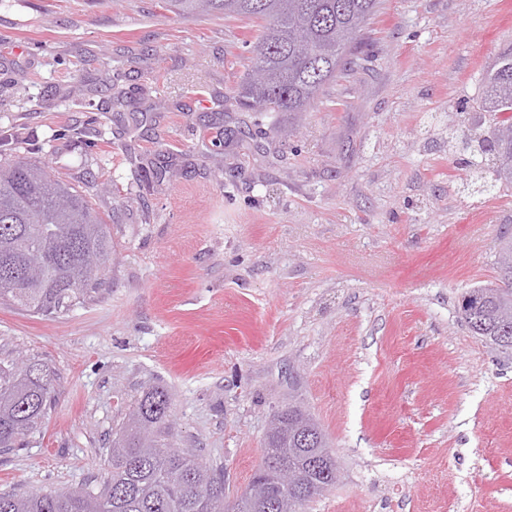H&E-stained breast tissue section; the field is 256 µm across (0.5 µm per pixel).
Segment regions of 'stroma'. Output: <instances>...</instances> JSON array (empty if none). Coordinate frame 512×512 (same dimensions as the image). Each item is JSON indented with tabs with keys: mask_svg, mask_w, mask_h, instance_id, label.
Here are the masks:
<instances>
[{
	"mask_svg": "<svg viewBox=\"0 0 512 512\" xmlns=\"http://www.w3.org/2000/svg\"><path fill=\"white\" fill-rule=\"evenodd\" d=\"M511 10L383 0L347 74L309 111L266 114L226 99L244 22L160 0L1 6L0 156L79 185L112 263L70 311L0 301V357L56 378L40 426L0 451V493L102 482L113 428L159 385L171 443L229 496L297 403L340 471L308 512H512V359L458 311L512 233V187H462Z\"/></svg>",
	"mask_w": 512,
	"mask_h": 512,
	"instance_id": "stroma-1",
	"label": "stroma"
}]
</instances>
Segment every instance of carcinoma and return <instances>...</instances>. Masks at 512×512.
<instances>
[{
    "label": "carcinoma",
    "instance_id": "carcinoma-1",
    "mask_svg": "<svg viewBox=\"0 0 512 512\" xmlns=\"http://www.w3.org/2000/svg\"><path fill=\"white\" fill-rule=\"evenodd\" d=\"M179 16L237 19L251 28L245 71L233 88L237 105L254 112H306L325 87L354 63L365 30L381 0H162ZM485 112L512 111V44L484 70ZM476 151L492 163L486 180L475 165L472 184L484 192L512 185V123L476 139ZM92 251L97 267L86 271ZM112 260L111 234L85 195L24 158L0 160V300L32 313L66 312L100 286ZM496 285L472 288L462 298L464 324L474 336L512 353V237L499 242ZM55 391L46 366L0 360V448H14L45 417ZM170 396L146 391L112 433L110 471L100 485L49 493H1L0 512H224V471L199 455L165 443ZM326 435L292 404L265 439L272 463L256 468L236 497V512H302L314 498L279 485L277 464L303 469L309 481L336 484V458L324 453Z\"/></svg>",
    "mask_w": 512,
    "mask_h": 512
}]
</instances>
